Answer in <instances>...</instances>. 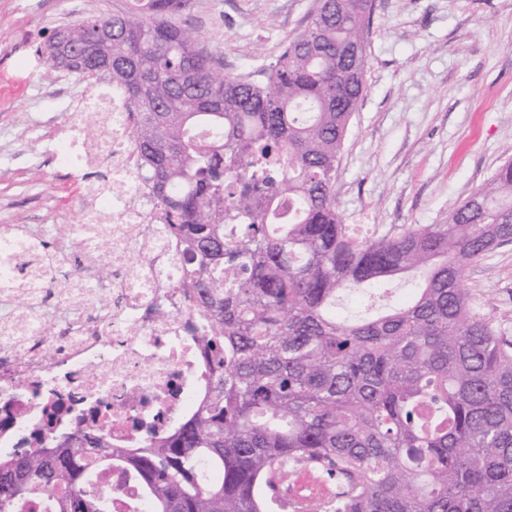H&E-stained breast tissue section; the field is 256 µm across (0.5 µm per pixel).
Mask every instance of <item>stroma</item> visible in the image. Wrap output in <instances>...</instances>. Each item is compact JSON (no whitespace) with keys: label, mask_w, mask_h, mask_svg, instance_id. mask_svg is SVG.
Wrapping results in <instances>:
<instances>
[{"label":"stroma","mask_w":512,"mask_h":512,"mask_svg":"<svg viewBox=\"0 0 512 512\" xmlns=\"http://www.w3.org/2000/svg\"><path fill=\"white\" fill-rule=\"evenodd\" d=\"M313 0H191L183 24L225 70L247 73L300 32ZM128 0H0V225L60 245L112 162L60 161L107 80L51 69L55 30L122 13ZM366 92L341 151L336 207L370 231L438 224L512 158V0H375ZM480 308L512 337V243L464 273Z\"/></svg>","instance_id":"stroma-1"}]
</instances>
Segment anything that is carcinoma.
Masks as SVG:
<instances>
[{
	"label": "carcinoma",
	"mask_w": 512,
	"mask_h": 512,
	"mask_svg": "<svg viewBox=\"0 0 512 512\" xmlns=\"http://www.w3.org/2000/svg\"><path fill=\"white\" fill-rule=\"evenodd\" d=\"M131 2L56 30L45 56L81 75L112 64L139 178L189 264L211 393L141 448L78 427L0 457V512H113L91 478L105 462L150 512H269L304 471L336 493L296 512H512V338L462 285L512 242V160L441 224L357 235L335 185L374 0H315L246 75L178 22L190 0ZM418 276L387 304L385 282ZM367 296L384 310L336 314Z\"/></svg>",
	"instance_id": "carcinoma-1"
}]
</instances>
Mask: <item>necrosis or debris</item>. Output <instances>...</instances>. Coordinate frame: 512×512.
I'll list each match as a JSON object with an SVG mask.
<instances>
[{"label":"necrosis or debris","mask_w":512,"mask_h":512,"mask_svg":"<svg viewBox=\"0 0 512 512\" xmlns=\"http://www.w3.org/2000/svg\"><path fill=\"white\" fill-rule=\"evenodd\" d=\"M104 125L92 140L74 132L61 162L112 159L111 224L93 236L81 224L66 230L74 249L109 258L112 281L71 295L73 316L52 323L51 266L25 287V312L0 315V454L37 448V427L56 435L80 422L104 427L119 447L136 448L180 425L205 398V320L182 285L178 246L137 177L132 119L120 95Z\"/></svg>","instance_id":"obj_1"}]
</instances>
